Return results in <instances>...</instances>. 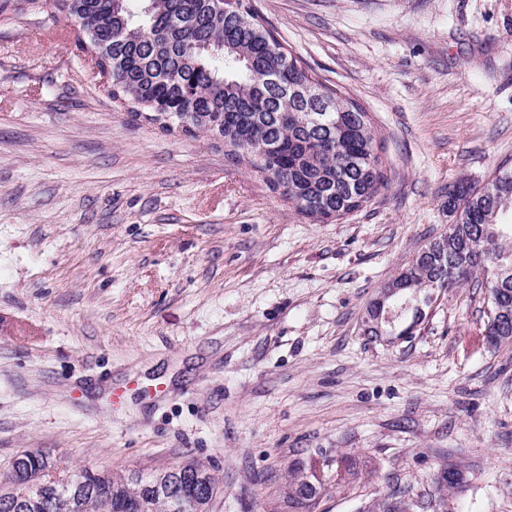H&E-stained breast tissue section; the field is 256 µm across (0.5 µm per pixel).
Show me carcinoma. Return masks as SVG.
Here are the masks:
<instances>
[{
    "label": "carcinoma",
    "mask_w": 512,
    "mask_h": 512,
    "mask_svg": "<svg viewBox=\"0 0 512 512\" xmlns=\"http://www.w3.org/2000/svg\"><path fill=\"white\" fill-rule=\"evenodd\" d=\"M0 0V15H46L56 23L88 18L91 27L77 50L95 58L112 99L135 121L165 133H206L224 155L260 173L269 190L302 215L338 220L369 203L387 184L381 146L369 114L350 96L333 90L284 47L272 25L248 3L235 0ZM457 215L448 232L432 239L383 287H398L392 325L411 328L414 306L469 280L485 290L484 327L493 347L511 345L498 326L512 322V169L497 167L479 188L461 183L448 192ZM29 487L0 479V512L28 501L21 512H211L220 486L211 469L183 463L201 477L207 492L179 498L168 491L169 467L140 471H80L82 484L68 481L66 467L41 451L20 454ZM340 481L361 478L371 461L358 454L334 460ZM318 462L288 466L283 502L288 512H313L325 490ZM467 472L456 464L434 478L438 494L462 492ZM420 501L399 494L369 512H418Z\"/></svg>",
    "instance_id": "obj_1"
}]
</instances>
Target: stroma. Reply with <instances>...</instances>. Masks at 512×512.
I'll list each match as a JSON object with an SVG mask.
<instances>
[{
    "instance_id": "obj_1",
    "label": "stroma",
    "mask_w": 512,
    "mask_h": 512,
    "mask_svg": "<svg viewBox=\"0 0 512 512\" xmlns=\"http://www.w3.org/2000/svg\"><path fill=\"white\" fill-rule=\"evenodd\" d=\"M370 112L389 184L319 223L211 137L132 121L72 27L0 17V470L215 469L212 512H288L290 462L376 470L316 512L468 489L427 512H512V346L441 293L408 337L364 336L379 286L512 167V0H252ZM336 463V478L339 477L340 471L343 472V477H340V481L345 484L336 483V486H346L357 479L361 478L362 472L365 468L370 466L371 461L358 453L355 454H342L332 461ZM443 474L436 475L433 481L434 491L440 495L443 492H463L468 486L467 472L464 468L456 464H448V467L442 468ZM448 472L450 477L448 478Z\"/></svg>"
}]
</instances>
